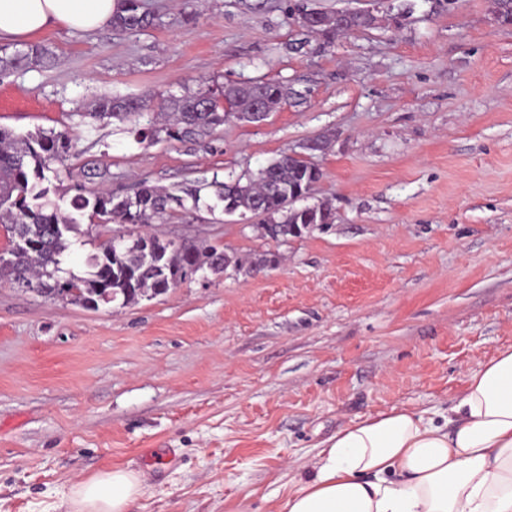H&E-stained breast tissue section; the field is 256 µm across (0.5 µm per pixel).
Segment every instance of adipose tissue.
Masks as SVG:
<instances>
[{"label":"adipose tissue","mask_w":512,"mask_h":512,"mask_svg":"<svg viewBox=\"0 0 512 512\" xmlns=\"http://www.w3.org/2000/svg\"><path fill=\"white\" fill-rule=\"evenodd\" d=\"M117 0H0V41L53 26L94 32ZM278 512H512V349L470 371L445 423L395 408L339 429ZM141 479L115 469L74 488L77 512H128Z\"/></svg>","instance_id":"ef3b65f1"}]
</instances>
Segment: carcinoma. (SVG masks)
<instances>
[{"mask_svg": "<svg viewBox=\"0 0 512 512\" xmlns=\"http://www.w3.org/2000/svg\"><path fill=\"white\" fill-rule=\"evenodd\" d=\"M112 27L139 32L157 25L158 18L143 0H117ZM364 28L362 18L354 14L344 25L321 16L315 33L326 39L338 30ZM55 56L49 48L31 44L23 49L0 47V76L32 67L49 68ZM288 95L275 82L239 83L207 89L183 88L179 96L171 94L155 106L136 98L113 96L94 102L89 112H78L81 119L116 120L135 126L142 142H182L210 134L233 119L240 120L253 111L262 99L266 111L272 112ZM77 155L76 140L70 130L38 129L24 135L0 127V228L6 233V250L0 256V281L8 280L20 288H75V304L83 305L97 298L98 290L107 286L121 305L138 303L144 297L167 293L190 280L187 270L202 271L215 267L217 249L185 244L174 247L149 236L153 252L136 258L115 252L109 243L99 245L87 257L90 271L84 276L63 267L66 253L73 244L71 236L80 232L74 217L90 212L103 223L135 224L139 227L164 221L177 212L196 209L201 188L161 189L143 181L131 193H117L104 186L110 173L99 169L93 176L100 180L95 187L84 182L73 184L70 200L72 212L65 213L48 200L57 192L61 172H70V161ZM322 173L311 169L306 160L283 153L260 168L247 180L232 178L211 183L216 201L227 213H251L262 217L264 224H332L335 213L324 202L288 207V199H307ZM28 246L15 252L17 235Z\"/></svg>", "mask_w": 512, "mask_h": 512, "instance_id": "obj_1", "label": "carcinoma"}]
</instances>
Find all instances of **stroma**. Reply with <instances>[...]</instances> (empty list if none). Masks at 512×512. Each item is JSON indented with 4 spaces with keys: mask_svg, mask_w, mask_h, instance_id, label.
<instances>
[{
    "mask_svg": "<svg viewBox=\"0 0 512 512\" xmlns=\"http://www.w3.org/2000/svg\"><path fill=\"white\" fill-rule=\"evenodd\" d=\"M156 27L36 37L58 59L0 78V127H73L74 178L212 189L280 154L307 157L335 223L299 239L203 207L158 232L280 264L198 273L90 311L0 281V512H74L77 483L143 478L129 512H277L337 430L394 407L447 412L467 373L512 348V25L494 0H393L397 23L324 42L295 5L371 0H146ZM277 82L261 124L138 143L84 124L99 97Z\"/></svg>",
    "mask_w": 512,
    "mask_h": 512,
    "instance_id": "35a3bbf8",
    "label": "stroma"
}]
</instances>
